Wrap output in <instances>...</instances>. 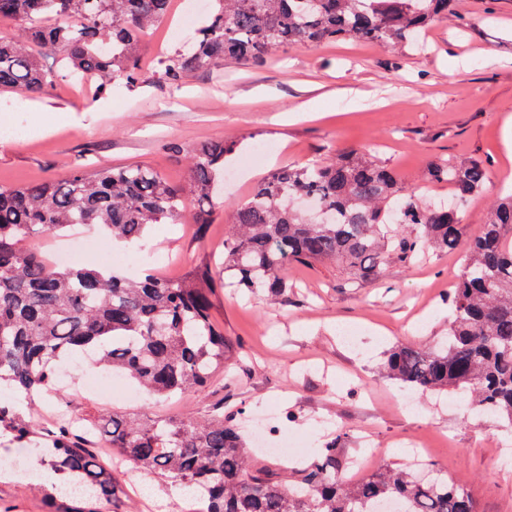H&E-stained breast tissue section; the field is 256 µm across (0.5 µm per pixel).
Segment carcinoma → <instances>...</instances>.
I'll return each mask as SVG.
<instances>
[{"mask_svg":"<svg viewBox=\"0 0 512 512\" xmlns=\"http://www.w3.org/2000/svg\"><path fill=\"white\" fill-rule=\"evenodd\" d=\"M170 0H0V18L25 22L20 36L0 34V91L39 94L56 80L85 77L106 91L141 76L136 48L169 14ZM454 0H211L210 20L194 45L161 57L156 80L172 86L224 61L262 63L280 48L327 41L421 44ZM54 52L43 67L31 50ZM236 142L182 151L188 178L173 183L143 163L87 171L23 187L0 186V431L30 442L35 412L16 408L50 391L60 363L93 354L98 367L123 374L142 392L168 400L207 386L228 365L230 342L212 313L211 283L271 296L288 287L297 264L336 265L351 278L379 280L390 265L409 267L432 246L462 256L449 291L448 338L434 348L389 350L385 368L412 390L468 396L470 413L512 427V194L493 205L476 237H462L463 216L443 200L425 201L368 149L278 168L234 207L218 269L193 266L176 281L145 267L135 276L112 267L55 265L27 242L78 224L116 241H142L155 224L189 218L210 224L224 200V161ZM480 160L429 163L426 183L448 184L463 201L482 191ZM100 431L148 480L172 482L201 512H475L471 493L434 473L388 465L353 483L336 475L340 434L312 451L297 478L275 477L251 463L237 425L208 417L159 416L145 409L114 415ZM32 448L50 475L49 494L78 507L62 512H119L123 492L112 470L67 422Z\"/></svg>","mask_w":512,"mask_h":512,"instance_id":"obj_1","label":"carcinoma"}]
</instances>
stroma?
<instances>
[{"mask_svg": "<svg viewBox=\"0 0 512 512\" xmlns=\"http://www.w3.org/2000/svg\"><path fill=\"white\" fill-rule=\"evenodd\" d=\"M190 3L172 0L167 21L141 41L142 78L135 85L115 81L100 97L65 81L36 98L21 89L1 94L0 127L22 124L26 132L0 138V186L134 162L181 183L187 171L172 144L235 140L225 165L240 177L225 186V208L212 224H158L142 245L170 255L180 278L191 266L222 263L235 205L273 169L370 144L406 186L419 183L438 158L485 162L483 192L462 205L464 234L480 233L512 173L500 144L503 120L512 115V0H456L427 31L423 50L349 40L297 45L274 51L260 65L227 62L222 76L200 73L175 89L156 81L153 71L162 54L192 42L193 32L170 31ZM308 101L316 103V115L288 120ZM43 113L55 117L47 133L36 129ZM261 141L272 150L252 160ZM461 264L458 255L430 250L415 266H388L375 282L351 281L332 264L295 265L282 297L216 285L213 315L233 345L223 379L166 403L142 393L103 397L64 388L39 400L42 423H87L146 408L167 416L219 408L234 420L239 410L263 405L276 433L300 447L288 458L254 449L257 466L276 475L294 472L307 449L342 430L348 439L336 472L344 478L362 457L371 471L401 464L403 443L423 434L432 464L470 491L476 512H512V430L467 414L465 395L417 394L381 374L393 346L427 349L447 336L451 312L444 295ZM348 326L358 333L352 346L340 334ZM501 454L507 463L493 468ZM112 473L125 492L124 512H187L188 501L173 483L145 480L117 458ZM0 506L54 512L36 482L0 481Z\"/></svg>", "mask_w": 512, "mask_h": 512, "instance_id": "stroma-1", "label": "stroma"}]
</instances>
